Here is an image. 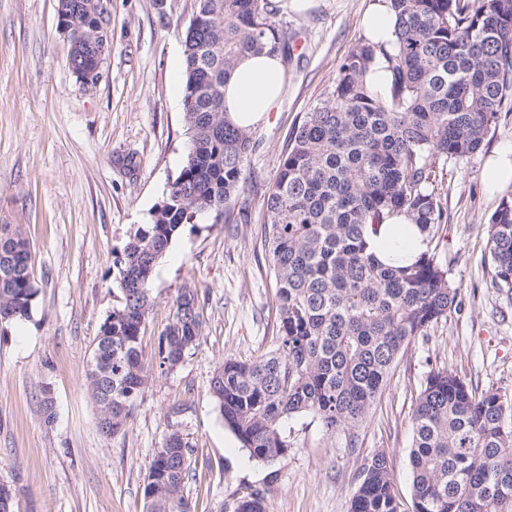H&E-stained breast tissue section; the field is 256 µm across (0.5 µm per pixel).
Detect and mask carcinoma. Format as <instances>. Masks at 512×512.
<instances>
[{
  "label": "carcinoma",
  "instance_id": "carcinoma-1",
  "mask_svg": "<svg viewBox=\"0 0 512 512\" xmlns=\"http://www.w3.org/2000/svg\"><path fill=\"white\" fill-rule=\"evenodd\" d=\"M58 0L59 21L86 48L68 64L80 75L107 41L111 16ZM183 44V106L189 150L151 223L138 228L114 262L121 305L112 310V377L87 373L98 425L126 431L154 368L171 371L201 331L197 293L176 297L159 337L155 365L143 362L141 328L152 307L156 266L183 224L224 217L244 184L255 142L224 115V85L245 56L288 63L292 36L271 20V0H195ZM396 15L390 47L356 45L330 95L288 137L267 195L265 224L277 282L281 345L253 361L226 358L210 383L224 424L250 456L270 463L288 450L287 420L311 414L329 431L366 418L400 352L448 316L459 289L432 252L404 267L367 253L366 236L395 212L433 239L441 199L428 188L439 162L476 152L512 103V0H389ZM385 63L388 90L369 79ZM495 284L512 288V200L488 221ZM20 248L14 277L0 280V321L28 317L37 295L30 250L19 234L0 235V255ZM409 451L414 512H512V400L447 369L430 372L412 413ZM168 458L153 457L145 512H193L184 493L189 442L171 428ZM350 512H399L388 458L360 472Z\"/></svg>",
  "mask_w": 512,
  "mask_h": 512
}]
</instances>
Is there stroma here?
Masks as SVG:
<instances>
[{
  "instance_id": "obj_1",
  "label": "stroma",
  "mask_w": 512,
  "mask_h": 512,
  "mask_svg": "<svg viewBox=\"0 0 512 512\" xmlns=\"http://www.w3.org/2000/svg\"><path fill=\"white\" fill-rule=\"evenodd\" d=\"M372 2L273 0L294 51L277 111L252 131L244 189L226 207L234 216L247 206L248 221L207 218L174 237L151 283L143 357L153 360L184 289L198 294L202 332L176 368L149 381L126 432L107 439L88 365L100 325L121 301L115 257L150 223L189 147L177 71L194 0H112L92 87L67 65L58 0H0V229L29 241L38 289L28 318L0 324V483L13 490V512H143L145 475L173 426L193 448L185 493L196 512H234L253 494L266 512H349L359 473L379 452L400 512H414L411 415L429 372L445 368L512 398V290L496 286L486 248L488 219L512 199V184L493 192L483 175L488 155L512 144L507 111L477 152L436 166L447 220L429 248L448 265L459 304L400 353L354 433L301 415L286 426L287 453L262 463L212 397L224 359L254 360L281 344L264 199L291 130L328 97L341 59L365 39Z\"/></svg>"
}]
</instances>
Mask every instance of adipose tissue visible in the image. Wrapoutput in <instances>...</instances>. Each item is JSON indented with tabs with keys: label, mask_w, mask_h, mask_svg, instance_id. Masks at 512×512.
Returning a JSON list of instances; mask_svg holds the SVG:
<instances>
[{
	"label": "adipose tissue",
	"mask_w": 512,
	"mask_h": 512,
	"mask_svg": "<svg viewBox=\"0 0 512 512\" xmlns=\"http://www.w3.org/2000/svg\"><path fill=\"white\" fill-rule=\"evenodd\" d=\"M284 87L280 57H246L224 86V110L237 126L254 128L277 107ZM367 243L369 253L378 261L395 266L414 262L429 248L426 234L401 213L388 217L377 233L368 235Z\"/></svg>",
	"instance_id": "ef3b65f1"
}]
</instances>
